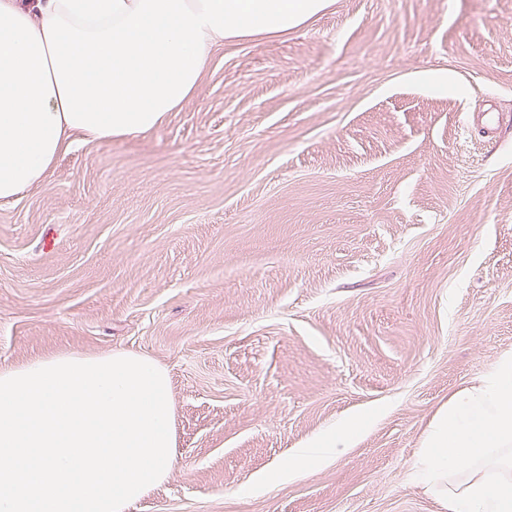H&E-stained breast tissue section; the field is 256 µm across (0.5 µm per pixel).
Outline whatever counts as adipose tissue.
Here are the masks:
<instances>
[{
  "label": "adipose tissue",
  "instance_id": "ef3b65f1",
  "mask_svg": "<svg viewBox=\"0 0 512 512\" xmlns=\"http://www.w3.org/2000/svg\"><path fill=\"white\" fill-rule=\"evenodd\" d=\"M329 0H0V202L38 186L76 139L161 127L228 39L289 31ZM350 420L259 474L278 486L334 459Z\"/></svg>",
  "mask_w": 512,
  "mask_h": 512
}]
</instances>
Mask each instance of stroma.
Instances as JSON below:
<instances>
[{
	"label": "stroma",
	"mask_w": 512,
	"mask_h": 512,
	"mask_svg": "<svg viewBox=\"0 0 512 512\" xmlns=\"http://www.w3.org/2000/svg\"><path fill=\"white\" fill-rule=\"evenodd\" d=\"M483 112L512 113V0H330L225 41L163 126L0 202V368H165L176 463L130 512H443L406 473L512 352V125ZM349 418L330 463L254 489Z\"/></svg>",
	"instance_id": "35a3bbf8"
}]
</instances>
